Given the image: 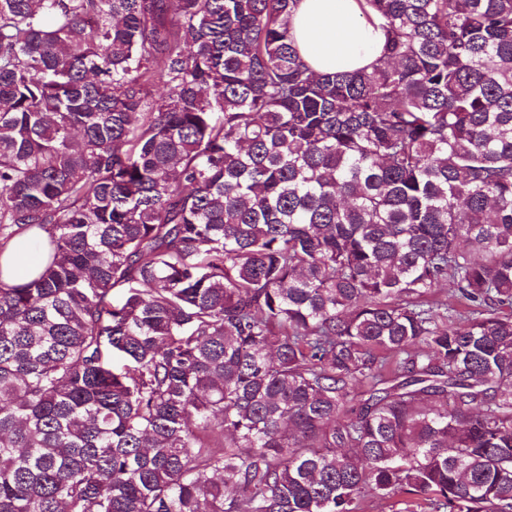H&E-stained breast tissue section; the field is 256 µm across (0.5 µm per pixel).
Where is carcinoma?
I'll return each instance as SVG.
<instances>
[{"mask_svg":"<svg viewBox=\"0 0 512 512\" xmlns=\"http://www.w3.org/2000/svg\"><path fill=\"white\" fill-rule=\"evenodd\" d=\"M297 2L0 0V512H512V0ZM303 60L316 72L354 71L375 64L386 34L358 0H299L290 21ZM44 251L33 242L26 241L1 259L4 269L3 281L16 284L26 280L42 260Z\"/></svg>","mask_w":512,"mask_h":512,"instance_id":"carcinoma-1","label":"carcinoma"}]
</instances>
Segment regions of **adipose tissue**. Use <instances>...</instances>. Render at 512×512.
Returning <instances> with one entry per match:
<instances>
[{
  "mask_svg": "<svg viewBox=\"0 0 512 512\" xmlns=\"http://www.w3.org/2000/svg\"><path fill=\"white\" fill-rule=\"evenodd\" d=\"M290 28L301 57L317 72L371 67L386 39L381 20L366 16L358 0H299ZM42 254L30 241L16 246L0 258V279L8 284L26 280Z\"/></svg>",
  "mask_w": 512,
  "mask_h": 512,
  "instance_id": "1",
  "label": "adipose tissue"
}]
</instances>
